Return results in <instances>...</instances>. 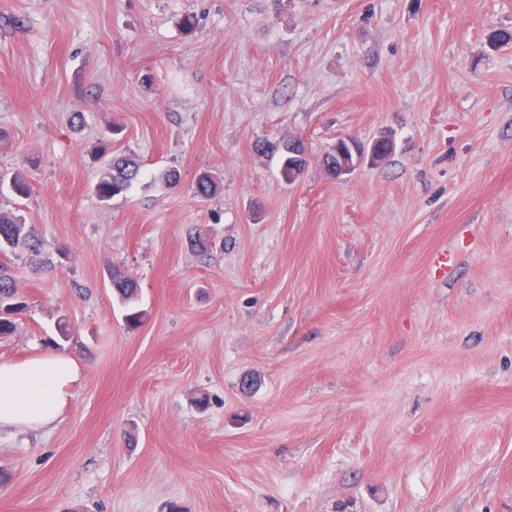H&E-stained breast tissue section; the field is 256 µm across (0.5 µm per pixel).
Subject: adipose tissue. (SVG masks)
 <instances>
[{
  "instance_id": "1",
  "label": "adipose tissue",
  "mask_w": 512,
  "mask_h": 512,
  "mask_svg": "<svg viewBox=\"0 0 512 512\" xmlns=\"http://www.w3.org/2000/svg\"><path fill=\"white\" fill-rule=\"evenodd\" d=\"M82 377L65 349L43 347L21 362H0V430H39L62 416Z\"/></svg>"
}]
</instances>
